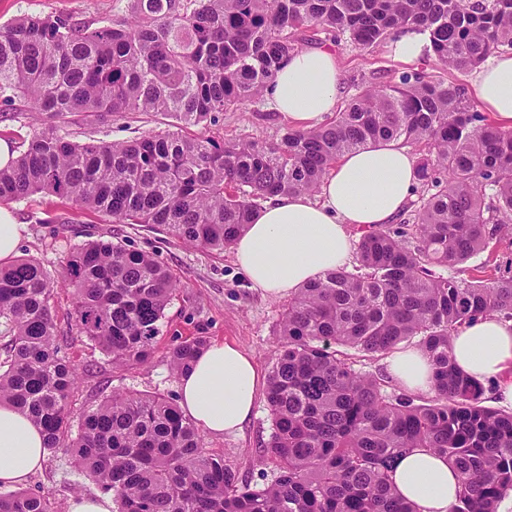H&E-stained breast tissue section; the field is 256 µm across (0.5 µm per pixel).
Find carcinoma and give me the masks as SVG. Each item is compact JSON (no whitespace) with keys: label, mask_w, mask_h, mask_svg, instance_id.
I'll use <instances>...</instances> for the list:
<instances>
[{"label":"carcinoma","mask_w":512,"mask_h":512,"mask_svg":"<svg viewBox=\"0 0 512 512\" xmlns=\"http://www.w3.org/2000/svg\"><path fill=\"white\" fill-rule=\"evenodd\" d=\"M129 14L91 27L24 15L0 26V96L25 99L43 127L0 168V203L49 193L127 224H157L222 252L258 201L312 195L344 154L369 143L423 147L428 197L415 223L364 230L356 265L300 288L281 322L266 390L273 431L264 487L239 480L200 430L164 396L112 391L83 411L72 435L80 372L60 355L39 261L0 268V404L31 417L46 452L71 464L113 512H417L392 486L396 456L429 448L462 483L450 512H497L512 490V412L484 405V387L456 365L450 338L495 314L512 320V277L441 273L512 231V128L475 109L467 88L426 74L369 86L329 122L279 138L218 141L164 130L124 142L78 143L60 133L122 112H159L184 125L263 96L314 27L368 50L411 30L444 67H479L512 47V0H130ZM75 326L119 367L146 362L176 292L169 269L119 242L67 257ZM418 339L434 396L388 390L342 351L387 354ZM207 348L170 351L176 373ZM0 512H62L50 495L0 492Z\"/></svg>","instance_id":"obj_1"}]
</instances>
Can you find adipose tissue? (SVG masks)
<instances>
[{
  "label": "adipose tissue",
  "mask_w": 512,
  "mask_h": 512,
  "mask_svg": "<svg viewBox=\"0 0 512 512\" xmlns=\"http://www.w3.org/2000/svg\"><path fill=\"white\" fill-rule=\"evenodd\" d=\"M479 105L501 125L512 126V52L492 58L477 73ZM273 109L293 128L317 126L339 102V71L330 49L294 53L267 90ZM416 163L394 141H377L343 155L317 193L274 197L253 216L231 246L235 261L254 287L271 297L290 294L327 271L350 264V226L392 223L412 198ZM458 367L471 378L494 381L499 403L512 408V321L484 316L450 340ZM391 377L403 388L425 391L432 366L424 351H391ZM264 385L250 354L241 346L215 342L179 376L181 407L211 434L242 429ZM45 436L26 415L0 405V484L15 486L41 469ZM397 492L418 512H449L458 498L460 477L446 458L426 448L398 456L392 473Z\"/></svg>",
  "instance_id": "ef3b65f1"
}]
</instances>
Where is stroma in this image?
I'll use <instances>...</instances> for the list:
<instances>
[{"label":"stroma","mask_w":512,"mask_h":512,"mask_svg":"<svg viewBox=\"0 0 512 512\" xmlns=\"http://www.w3.org/2000/svg\"><path fill=\"white\" fill-rule=\"evenodd\" d=\"M129 5V0H0V25L22 15H53L97 27L124 16ZM306 36L311 46H333L340 71L339 99L343 102L362 86L397 83L421 69L441 77L448 74L434 57L426 54L407 65L394 60L383 43L367 52L343 39L330 40L312 28ZM175 123V118L156 112H126L92 124L77 120L68 131L71 140L79 143L93 139L118 142L166 130ZM287 127V120L262 97L225 113L208 133L224 140H269L283 134ZM34 129L35 120L23 99H0V140L19 150L31 139ZM8 208L17 223L25 227L19 255L37 259L55 282L51 306L62 355L76 366L91 368L81 377L74 411L94 402L105 387L160 394L178 401V376L170 368L168 352L180 341L197 336L206 337L211 343L238 344L252 355L261 373H269L279 353L280 323L288 300L264 295L254 288L237 266L232 251L219 253L188 245L156 225L118 223L110 216L47 194L10 202ZM100 239L156 255L178 285L165 309L155 353L144 365L114 367L110 357L77 336L72 290L60 282L62 267L73 248ZM486 261L491 262L495 276L511 277L512 235L501 236L487 252L456 266L454 273L461 279L471 278L475 266ZM271 432L269 411L261 398L242 431L223 436L207 434L203 444L208 452L223 456L240 480L261 487L276 476L267 461L266 445ZM25 486L51 494L63 503L77 495L98 492L97 486L61 453L46 457L42 468L29 477Z\"/></svg>","instance_id":"stroma-1"}]
</instances>
